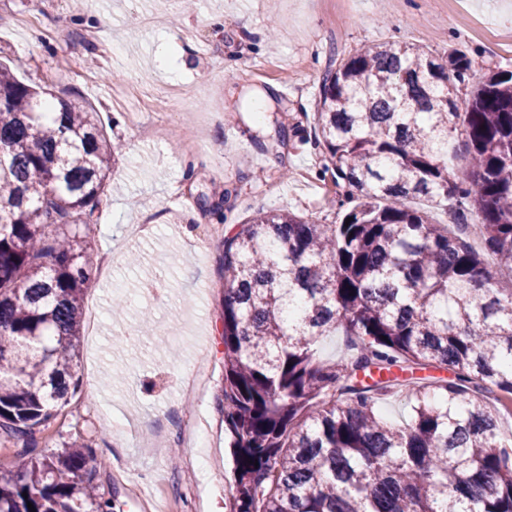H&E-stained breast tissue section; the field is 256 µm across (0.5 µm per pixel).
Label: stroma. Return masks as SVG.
<instances>
[{
  "label": "stroma",
  "instance_id": "obj_1",
  "mask_svg": "<svg viewBox=\"0 0 512 512\" xmlns=\"http://www.w3.org/2000/svg\"><path fill=\"white\" fill-rule=\"evenodd\" d=\"M165 42L191 51L163 72L154 59ZM392 43L467 56L466 99L489 71L512 70V0H196L190 11L173 0H0V60H22L27 84L100 112L123 145L85 292L104 316L82 330L80 392L37 436L49 451L76 437L95 448L96 481L121 512H225L233 462L215 409L224 238L208 230L271 211L338 221L344 189L314 137L320 82L362 47ZM138 120L152 124L150 138L134 131ZM156 281L165 298L148 293ZM198 375L205 390L193 399L184 385ZM197 410L212 428L203 447L182 427Z\"/></svg>",
  "mask_w": 512,
  "mask_h": 512
}]
</instances>
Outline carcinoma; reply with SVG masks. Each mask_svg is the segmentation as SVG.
<instances>
[{
  "label": "carcinoma",
  "instance_id": "cac0c4a2",
  "mask_svg": "<svg viewBox=\"0 0 512 512\" xmlns=\"http://www.w3.org/2000/svg\"><path fill=\"white\" fill-rule=\"evenodd\" d=\"M0 63V435L30 448L0 473V512H114L87 445L36 433L80 388L83 295L110 158L99 113ZM469 61L407 44L355 52L322 78L314 130L349 187L336 224L260 213L225 231L224 386L234 460L228 512H512V71L464 110ZM463 137L468 167L455 168ZM451 199L480 247L413 208ZM350 338L333 361L320 341ZM448 370L437 378L432 371ZM400 393V423L378 411Z\"/></svg>",
  "mask_w": 512,
  "mask_h": 512
}]
</instances>
